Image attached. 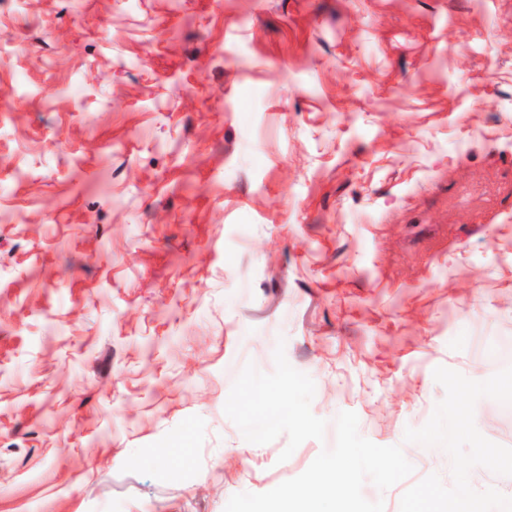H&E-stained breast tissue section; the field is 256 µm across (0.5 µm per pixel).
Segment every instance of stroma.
<instances>
[{
  "label": "stroma",
  "instance_id": "obj_1",
  "mask_svg": "<svg viewBox=\"0 0 512 512\" xmlns=\"http://www.w3.org/2000/svg\"><path fill=\"white\" fill-rule=\"evenodd\" d=\"M341 463L512 512V0H0V512Z\"/></svg>",
  "mask_w": 512,
  "mask_h": 512
}]
</instances>
